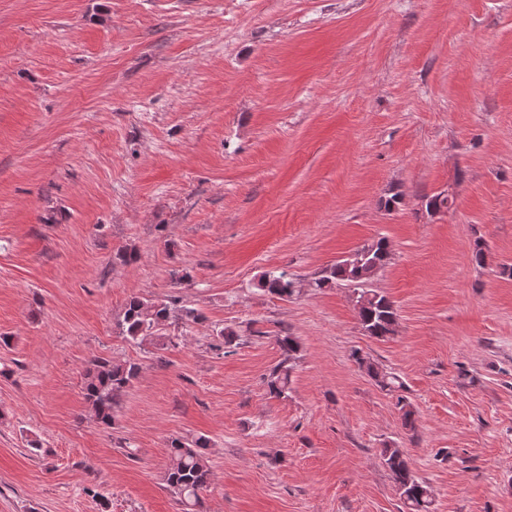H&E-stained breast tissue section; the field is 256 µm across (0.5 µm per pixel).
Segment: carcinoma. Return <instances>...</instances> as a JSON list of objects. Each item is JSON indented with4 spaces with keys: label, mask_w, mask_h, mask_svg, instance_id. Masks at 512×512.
Returning a JSON list of instances; mask_svg holds the SVG:
<instances>
[{
    "label": "carcinoma",
    "mask_w": 512,
    "mask_h": 512,
    "mask_svg": "<svg viewBox=\"0 0 512 512\" xmlns=\"http://www.w3.org/2000/svg\"><path fill=\"white\" fill-rule=\"evenodd\" d=\"M361 260L337 262L324 270L314 280V287L332 285L352 286L362 294H369L366 303L357 311L361 328L366 335L384 341L395 335L397 310L384 294L366 288L370 279L390 259V247L380 238L356 249ZM261 288L281 300L290 299L296 292V281L286 273L267 272L261 280ZM196 323L203 319L195 308L183 306L175 311L170 302L145 301L137 296L127 300L119 323L126 340L141 345L161 337V331L171 318ZM282 360L272 368L266 383L270 395L284 396L292 382L293 361L300 346L294 336L278 338ZM357 363L365 362L359 351L352 352ZM367 363V362H365ZM140 367L129 361L96 358L90 361L82 375L83 390L91 416L100 425H112L115 409L137 379ZM367 373L376 385L388 392L404 389V384L393 373L384 372L373 362L367 363ZM208 440L198 438L194 445L179 438L170 442L169 464L165 474L166 487L175 495L181 512H198L201 492L208 487L211 469L207 457ZM382 464L391 473L407 512H432L433 499L427 484L411 470L406 453L401 448L385 447L380 450Z\"/></svg>",
    "instance_id": "cac0c4a2"
}]
</instances>
